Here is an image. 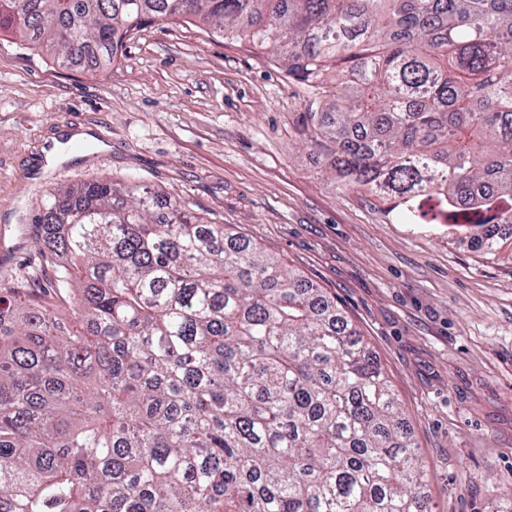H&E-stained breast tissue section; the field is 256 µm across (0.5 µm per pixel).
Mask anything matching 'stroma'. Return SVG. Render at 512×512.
Masks as SVG:
<instances>
[{"mask_svg": "<svg viewBox=\"0 0 512 512\" xmlns=\"http://www.w3.org/2000/svg\"><path fill=\"white\" fill-rule=\"evenodd\" d=\"M306 94L189 18L135 31L104 69L0 38V288L50 279L33 224L50 194L143 179L327 291L393 386L429 512H494L512 489V258L339 194L296 131Z\"/></svg>", "mask_w": 512, "mask_h": 512, "instance_id": "35a3bbf8", "label": "stroma"}]
</instances>
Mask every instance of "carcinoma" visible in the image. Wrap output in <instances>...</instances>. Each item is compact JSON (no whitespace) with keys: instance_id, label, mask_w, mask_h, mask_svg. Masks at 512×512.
<instances>
[{"instance_id":"obj_1","label":"carcinoma","mask_w":512,"mask_h":512,"mask_svg":"<svg viewBox=\"0 0 512 512\" xmlns=\"http://www.w3.org/2000/svg\"><path fill=\"white\" fill-rule=\"evenodd\" d=\"M186 15L315 89L298 133L338 190L512 239V0H0V36L103 66ZM35 228L54 296L0 290V512H426L323 289L135 178L60 189Z\"/></svg>"}]
</instances>
